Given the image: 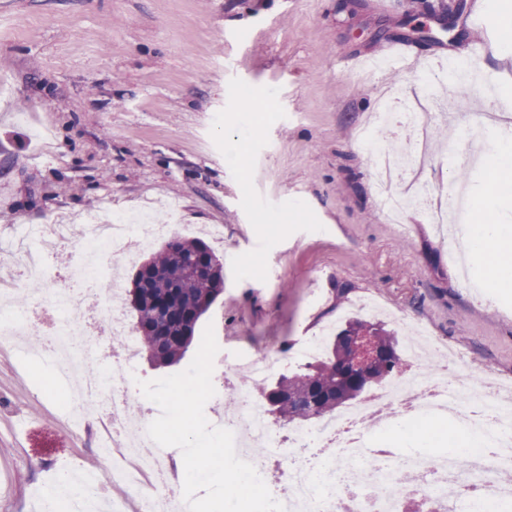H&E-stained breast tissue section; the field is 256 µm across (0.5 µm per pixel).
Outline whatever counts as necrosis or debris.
Masks as SVG:
<instances>
[{
	"mask_svg": "<svg viewBox=\"0 0 512 512\" xmlns=\"http://www.w3.org/2000/svg\"><path fill=\"white\" fill-rule=\"evenodd\" d=\"M403 123L413 126L418 137L409 151L396 154L380 148L370 135L362 142L372 156L379 178L390 179L391 191L384 206L392 216L403 209L423 206L436 233H444L455 201L432 202L430 195L405 183L408 169L429 141L422 114L402 113ZM167 224H139L125 213L113 212L85 218L80 238L84 250L74 262L77 277L85 283L81 293L58 292L35 302L32 313L0 308V335L14 336L31 325L33 318L52 312L65 326L57 330L54 350L62 367L76 380L83 400L112 434L113 477L125 480L138 512H172L175 498L168 490L178 482L176 468H165L163 448L147 435L146 422L134 418L124 381L104 380L84 371L71 349L100 335L113 342V361L129 364L137 343L119 305L118 294L103 295L97 284L101 272L121 265L131 252L170 232ZM424 357L412 356L401 379L372 391L357 403L316 425L296 426L279 435L269 426L261 395L242 389L233 411L225 417L231 425L238 457L267 476L278 465L288 489L276 496L287 512H404L406 501L429 504L432 512H496L512 503V485L497 480L499 471L512 467V393L486 374L456 389L458 358L448 353L441 363L424 366ZM470 421L488 441V448L460 455L431 456L422 452L400 455L365 442V423L387 425L401 419L413 425H439L451 419ZM264 447L252 455L249 445ZM407 470L411 487L397 490L393 475Z\"/></svg>",
	"mask_w": 512,
	"mask_h": 512,
	"instance_id": "1",
	"label": "necrosis or debris"
}]
</instances>
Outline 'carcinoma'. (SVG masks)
<instances>
[{
  "label": "carcinoma",
  "mask_w": 512,
  "mask_h": 512,
  "mask_svg": "<svg viewBox=\"0 0 512 512\" xmlns=\"http://www.w3.org/2000/svg\"><path fill=\"white\" fill-rule=\"evenodd\" d=\"M130 306L140 350L159 366L180 362L188 352L198 322L224 292V266L202 238H176L151 253L136 270ZM371 326L385 353L371 377L379 383L400 363L396 340L379 324L356 319L338 332L323 356L292 375L261 389L266 413L290 422L325 417L355 399L353 385L343 377L347 348L340 336Z\"/></svg>",
  "instance_id": "1"
}]
</instances>
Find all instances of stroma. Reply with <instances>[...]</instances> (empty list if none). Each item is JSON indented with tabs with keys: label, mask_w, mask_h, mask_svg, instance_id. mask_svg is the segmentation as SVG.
Segmentation results:
<instances>
[{
	"label": "stroma",
	"mask_w": 512,
	"mask_h": 512,
	"mask_svg": "<svg viewBox=\"0 0 512 512\" xmlns=\"http://www.w3.org/2000/svg\"><path fill=\"white\" fill-rule=\"evenodd\" d=\"M456 1L399 0L389 14L380 0H0V79L12 88L0 97V243L53 217L148 204L161 220L173 202L174 235L223 226L208 239L224 292L200 320L220 347L205 406L215 427L235 406L225 366L272 351L279 373L295 371L301 342L339 332L364 296L386 304L399 345L407 325L423 324L459 352L461 377L486 370L512 383V292L473 287L477 258L462 279L423 210L388 224L358 139L374 113L415 110L428 84L426 187L477 185L457 172L474 153L477 101L430 67L444 56L466 64L476 45L481 73L512 87V62L495 56L501 0H460L453 39L410 41L413 67L384 50ZM43 332L32 325L0 352V512H48L62 471L90 473L102 488L91 512H111L124 499L112 454L95 419L75 418L74 383L52 350L31 343ZM113 350L95 338L76 354L128 378L132 414L156 418L139 382L186 362L155 369L140 354L130 373Z\"/></svg>",
	"instance_id": "35a3bbf8"
}]
</instances>
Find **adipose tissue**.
I'll return each instance as SVG.
<instances>
[{
    "instance_id": "ef3b65f1",
    "label": "adipose tissue",
    "mask_w": 512,
    "mask_h": 512,
    "mask_svg": "<svg viewBox=\"0 0 512 512\" xmlns=\"http://www.w3.org/2000/svg\"><path fill=\"white\" fill-rule=\"evenodd\" d=\"M494 153L482 157L481 188L460 226L470 255L491 257L477 284L488 290H512V136L495 132Z\"/></svg>"
}]
</instances>
